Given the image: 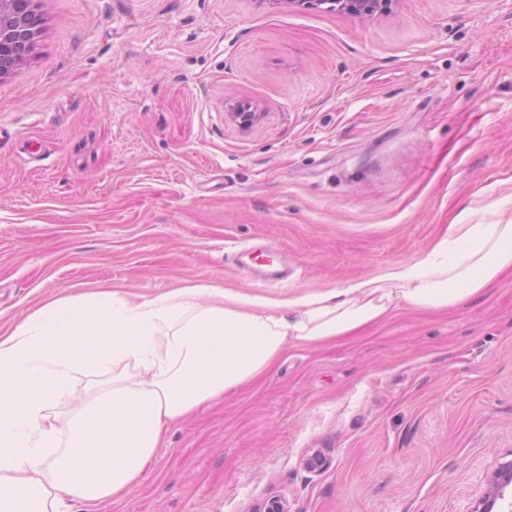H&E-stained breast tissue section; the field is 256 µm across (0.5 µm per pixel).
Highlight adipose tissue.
<instances>
[{
  "instance_id": "ef3b65f1",
  "label": "adipose tissue",
  "mask_w": 512,
  "mask_h": 512,
  "mask_svg": "<svg viewBox=\"0 0 512 512\" xmlns=\"http://www.w3.org/2000/svg\"><path fill=\"white\" fill-rule=\"evenodd\" d=\"M512 271V220L452 224L411 263L285 300L195 285L44 305L0 336V512H94L139 485L168 427L267 372L290 347L355 337L400 310L444 312ZM112 371L75 395L79 370Z\"/></svg>"
}]
</instances>
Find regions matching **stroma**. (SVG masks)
<instances>
[{
  "label": "stroma",
  "instance_id": "obj_1",
  "mask_svg": "<svg viewBox=\"0 0 512 512\" xmlns=\"http://www.w3.org/2000/svg\"><path fill=\"white\" fill-rule=\"evenodd\" d=\"M0 81V334L44 303L209 284L275 300L512 219V0H37ZM260 112L240 127L229 114ZM288 264L281 285L252 280ZM321 451L328 469L303 458ZM512 459V276L288 349L171 425L100 512H465ZM312 6L329 4L326 9L359 18H373L384 13L393 0H304Z\"/></svg>",
  "mask_w": 512,
  "mask_h": 512
}]
</instances>
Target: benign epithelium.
Instances as JSON below:
<instances>
[{"instance_id": "1", "label": "benign epithelium", "mask_w": 512, "mask_h": 512, "mask_svg": "<svg viewBox=\"0 0 512 512\" xmlns=\"http://www.w3.org/2000/svg\"><path fill=\"white\" fill-rule=\"evenodd\" d=\"M394 0H307L313 6L359 18H373L384 13ZM43 18L36 0H0V80L26 65L33 57L42 34ZM242 127L252 126L260 113L239 107L230 113ZM512 486V461H506L492 472L484 493L467 507L465 512H497Z\"/></svg>"}]
</instances>
